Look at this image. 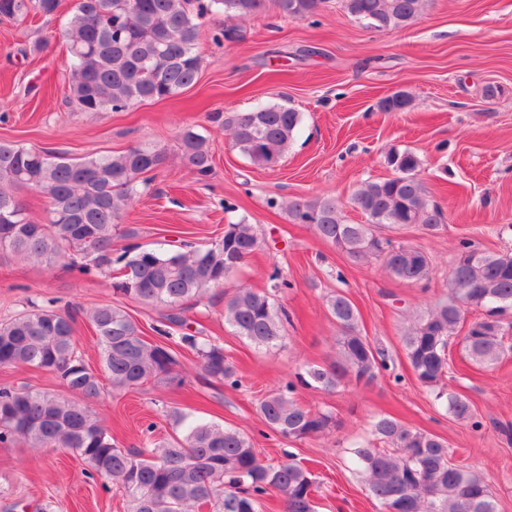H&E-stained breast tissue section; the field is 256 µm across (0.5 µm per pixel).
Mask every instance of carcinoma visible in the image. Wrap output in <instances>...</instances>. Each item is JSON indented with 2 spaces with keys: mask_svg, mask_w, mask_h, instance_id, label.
<instances>
[{
  "mask_svg": "<svg viewBox=\"0 0 512 512\" xmlns=\"http://www.w3.org/2000/svg\"><path fill=\"white\" fill-rule=\"evenodd\" d=\"M289 19L317 15L323 0H74L64 37L70 72L69 99L83 112H125L149 101L179 95L198 80L199 19L211 12L246 18L266 8ZM424 0H341L343 9L378 31L412 22ZM59 0H0V20L20 21L31 13L50 16ZM411 104L404 91L381 101L385 112ZM214 120L230 132L234 146L260 168L279 162L300 123L295 109L264 105L250 112H226ZM182 157L198 181L213 173L209 139L188 128L180 137ZM169 163L164 148L136 145L122 152L69 158L0 140V253L22 260L63 264L113 278V290L166 310L167 325L183 330L180 344L200 359L204 374L237 385L224 346L191 329L187 303L218 287L261 244L253 225L227 224L224 235L197 248H114L118 237L135 236L119 224L126 207ZM390 178L362 183L350 204L367 218L346 224L339 203L326 198L294 200L288 213L313 226L320 239L355 261L380 259L406 282L427 279L428 256L420 249L379 234L386 224H420L432 229L443 220L417 177L418 157L409 150L388 157ZM34 190L48 200L46 222L34 221L16 196ZM482 316L468 331L469 309ZM336 323V361L312 364L301 383L332 391L342 381L369 384L388 368L385 350L363 336L361 314L345 295L327 301ZM86 320L96 338L100 369L88 367L76 346V318L70 311L32 305L0 322V367L36 368L59 376L80 397L73 401L31 387H0V447L24 442L31 448H59L79 455L100 477L130 500L133 512H263L275 492L283 512H317L316 478L292 459L261 460L240 431L180 413L181 432L153 448L118 447L112 433L94 417L87 402L104 392L131 391L151 379L171 376L179 367L175 351L144 336L119 304L90 309ZM224 321L258 348H272L283 337V320L264 292L239 286L225 296ZM459 346L478 366H492L512 354V253H494L470 241L459 243L448 280V297L414 319L403 334L409 366L420 384L435 392L445 411L473 418L469 400L444 391L448 345ZM294 385L269 393L256 407L265 424L288 439L318 437L336 426L335 418L293 397ZM373 440L347 449L381 512H498L495 496L477 472L454 462L448 442L410 428L392 416L372 424Z\"/></svg>",
  "mask_w": 512,
  "mask_h": 512,
  "instance_id": "cac0c4a2",
  "label": "carcinoma"
}]
</instances>
